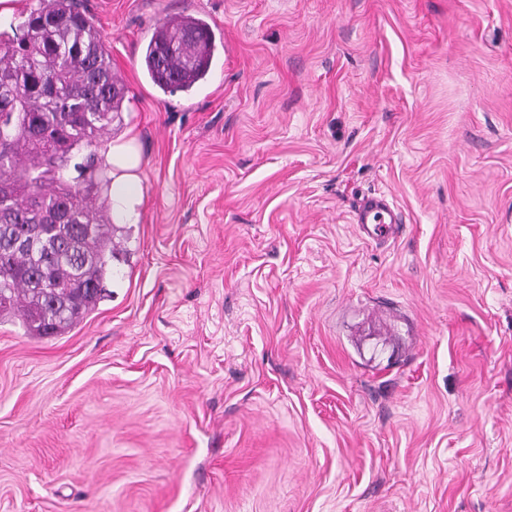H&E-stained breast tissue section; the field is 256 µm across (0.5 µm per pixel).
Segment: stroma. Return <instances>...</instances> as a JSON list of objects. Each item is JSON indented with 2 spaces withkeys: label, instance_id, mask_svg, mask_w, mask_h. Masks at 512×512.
<instances>
[{
  "label": "stroma",
  "instance_id": "obj_1",
  "mask_svg": "<svg viewBox=\"0 0 512 512\" xmlns=\"http://www.w3.org/2000/svg\"><path fill=\"white\" fill-rule=\"evenodd\" d=\"M82 5L140 218L68 333L0 323V512H512V0ZM181 14L189 95L139 65ZM215 51L209 24L194 15H179L154 27L141 66L161 91L190 94L207 81ZM355 224L368 238L384 240L392 237L398 221L385 195L367 197L355 213Z\"/></svg>",
  "mask_w": 512,
  "mask_h": 512
}]
</instances>
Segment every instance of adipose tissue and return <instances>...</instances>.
Returning a JSON list of instances; mask_svg holds the SVG:
<instances>
[{"label": "adipose tissue", "instance_id": "adipose-tissue-1", "mask_svg": "<svg viewBox=\"0 0 512 512\" xmlns=\"http://www.w3.org/2000/svg\"><path fill=\"white\" fill-rule=\"evenodd\" d=\"M112 170V211L128 222L137 221L141 193L138 189V170L142 158L134 139L113 143L106 154Z\"/></svg>", "mask_w": 512, "mask_h": 512}]
</instances>
